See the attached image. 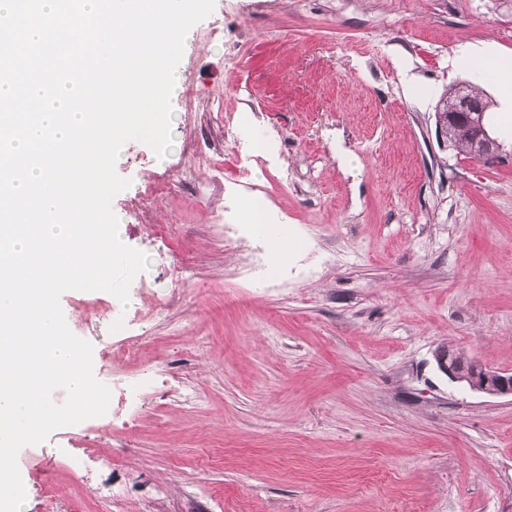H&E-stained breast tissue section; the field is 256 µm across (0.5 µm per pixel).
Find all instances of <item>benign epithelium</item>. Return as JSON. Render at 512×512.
<instances>
[{
    "label": "benign epithelium",
    "mask_w": 512,
    "mask_h": 512,
    "mask_svg": "<svg viewBox=\"0 0 512 512\" xmlns=\"http://www.w3.org/2000/svg\"><path fill=\"white\" fill-rule=\"evenodd\" d=\"M486 108L483 100L466 85L454 87L445 110L436 114L440 132L448 133V125L462 124L469 129L472 154L493 161L499 158V144L483 123ZM439 368L454 382L489 396L512 397V372L494 369L480 363H463L453 350L442 347L436 354Z\"/></svg>",
    "instance_id": "7a95c632"
}]
</instances>
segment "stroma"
<instances>
[{
	"label": "stroma",
	"mask_w": 512,
	"mask_h": 512,
	"mask_svg": "<svg viewBox=\"0 0 512 512\" xmlns=\"http://www.w3.org/2000/svg\"><path fill=\"white\" fill-rule=\"evenodd\" d=\"M466 43L512 67V5L216 0L165 160L116 161L148 268L125 305L60 297L111 401L20 450L25 512H512V399L435 361L512 371V139L487 162L435 122Z\"/></svg>",
	"instance_id": "obj_1"
}]
</instances>
